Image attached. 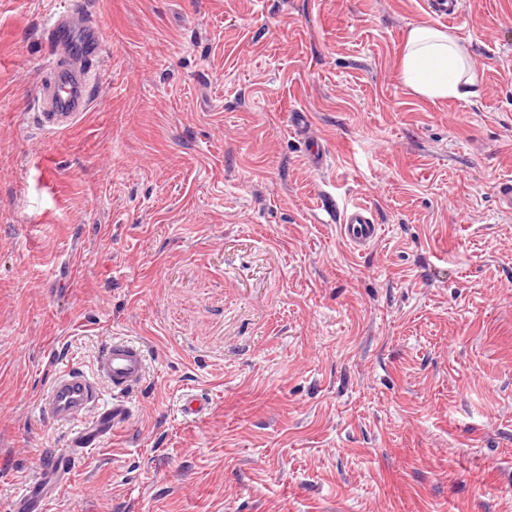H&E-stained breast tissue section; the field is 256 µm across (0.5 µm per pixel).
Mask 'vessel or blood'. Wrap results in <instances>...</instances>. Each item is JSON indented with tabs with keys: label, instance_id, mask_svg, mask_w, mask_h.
I'll return each instance as SVG.
<instances>
[{
	"label": "vessel or blood",
	"instance_id": "obj_1",
	"mask_svg": "<svg viewBox=\"0 0 512 512\" xmlns=\"http://www.w3.org/2000/svg\"><path fill=\"white\" fill-rule=\"evenodd\" d=\"M40 36L47 59L45 76L38 87V124L45 130L61 132L80 119L92 100L102 61L103 33L88 11L87 0H60ZM339 222L342 236L355 250L364 249L377 237L378 226L365 207L346 209ZM147 374L143 348L116 339L99 355L95 376L74 368L55 372L40 397V407L54 421L69 422L91 412L100 384H107L120 395L143 382ZM125 414L123 404L112 405L85 432V439H96L99 430L122 424ZM74 458V451L58 449L14 500L13 512H43L46 500L64 490Z\"/></svg>",
	"mask_w": 512,
	"mask_h": 512
}]
</instances>
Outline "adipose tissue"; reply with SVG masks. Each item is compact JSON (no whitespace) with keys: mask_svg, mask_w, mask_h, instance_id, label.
Returning <instances> with one entry per match:
<instances>
[{"mask_svg":"<svg viewBox=\"0 0 512 512\" xmlns=\"http://www.w3.org/2000/svg\"><path fill=\"white\" fill-rule=\"evenodd\" d=\"M464 49L453 33L425 22L409 26L401 53L404 85L429 100L463 98L475 74L467 70Z\"/></svg>","mask_w":512,"mask_h":512,"instance_id":"1","label":"adipose tissue"}]
</instances>
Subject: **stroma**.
I'll return each instance as SVG.
<instances>
[{"instance_id": "1", "label": "stroma", "mask_w": 512, "mask_h": 512, "mask_svg": "<svg viewBox=\"0 0 512 512\" xmlns=\"http://www.w3.org/2000/svg\"><path fill=\"white\" fill-rule=\"evenodd\" d=\"M54 2L0 0V512L116 336L150 375L46 512H512V0H462L436 103L399 76L427 0H90L93 104L48 133ZM341 234L355 250L361 251L377 237L378 226L371 212L363 206H352L339 219ZM96 377L70 368L55 372L40 397L42 411L57 422H70L92 411L98 396Z\"/></svg>"}]
</instances>
